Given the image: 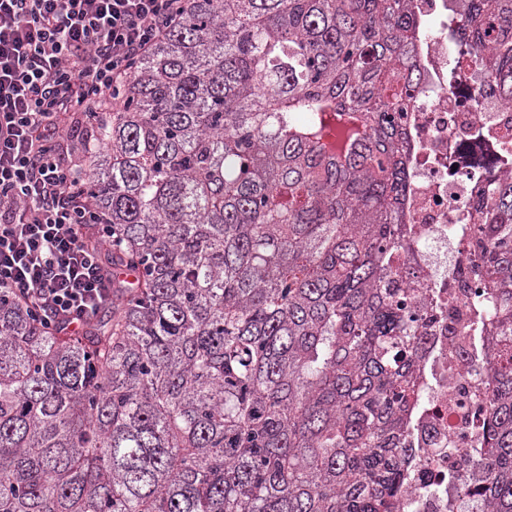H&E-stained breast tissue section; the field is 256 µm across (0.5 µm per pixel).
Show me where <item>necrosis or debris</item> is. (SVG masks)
I'll return each mask as SVG.
<instances>
[{
	"instance_id": "4bbe7bcc",
	"label": "necrosis or debris",
	"mask_w": 512,
	"mask_h": 512,
	"mask_svg": "<svg viewBox=\"0 0 512 512\" xmlns=\"http://www.w3.org/2000/svg\"><path fill=\"white\" fill-rule=\"evenodd\" d=\"M461 6L462 0H416L423 77L407 115L411 178L402 200L407 246L399 264L405 287L416 291L424 345L403 512H467L448 478L472 452L471 428L458 420L454 404L475 381L490 378L477 358L485 337L470 338L467 360L456 356L454 333L471 318L470 296L458 290L457 279L471 259L470 202L512 172V158L498 149L501 137H512V97L488 84L483 70L468 63L465 42L449 34L448 17Z\"/></svg>"
}]
</instances>
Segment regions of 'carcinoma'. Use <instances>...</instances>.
Wrapping results in <instances>:
<instances>
[{
	"mask_svg": "<svg viewBox=\"0 0 512 512\" xmlns=\"http://www.w3.org/2000/svg\"><path fill=\"white\" fill-rule=\"evenodd\" d=\"M413 2L191 0L85 114L115 296L74 333L0 291V512H403ZM455 23L512 96V0ZM472 211L461 287L497 338L457 480L512 512V175Z\"/></svg>",
	"mask_w": 512,
	"mask_h": 512,
	"instance_id": "carcinoma-1",
	"label": "carcinoma"
}]
</instances>
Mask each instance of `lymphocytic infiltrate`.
I'll return each mask as SVG.
<instances>
[{"instance_id": "f902f5d3", "label": "lymphocytic infiltrate", "mask_w": 512, "mask_h": 512, "mask_svg": "<svg viewBox=\"0 0 512 512\" xmlns=\"http://www.w3.org/2000/svg\"><path fill=\"white\" fill-rule=\"evenodd\" d=\"M190 0H0V288L49 325L75 327L112 296L84 240L110 217L63 142L122 98L135 61Z\"/></svg>"}]
</instances>
